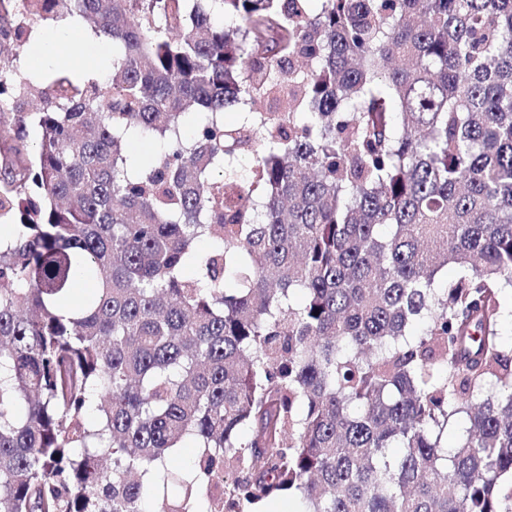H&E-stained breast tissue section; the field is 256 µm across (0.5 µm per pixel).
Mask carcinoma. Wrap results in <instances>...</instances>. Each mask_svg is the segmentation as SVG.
<instances>
[{"instance_id": "cac0c4a2", "label": "carcinoma", "mask_w": 512, "mask_h": 512, "mask_svg": "<svg viewBox=\"0 0 512 512\" xmlns=\"http://www.w3.org/2000/svg\"><path fill=\"white\" fill-rule=\"evenodd\" d=\"M311 2L0 0V512H512V0ZM57 23L58 22H49L40 27L42 29H51L45 30L39 35L38 52L24 58V56L34 51V47L30 39L28 50L22 54L21 68L23 70H39L48 60H57L61 63L67 61V57L64 55V43L62 36L63 33L70 32L72 23L66 19L59 22L57 28L53 29ZM94 47H102L109 54L112 51V44L110 42L84 30L73 29V33L69 34L65 44V49L73 54H83L85 50ZM104 63L105 61L102 59L99 50H88L77 61H73L74 66L77 68L76 74L79 75L97 73L102 70Z\"/></svg>"}]
</instances>
